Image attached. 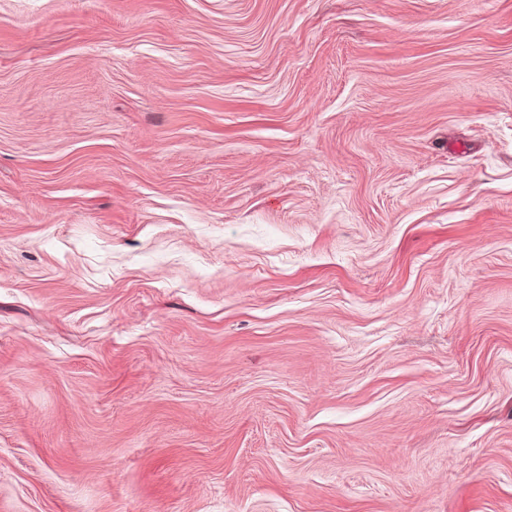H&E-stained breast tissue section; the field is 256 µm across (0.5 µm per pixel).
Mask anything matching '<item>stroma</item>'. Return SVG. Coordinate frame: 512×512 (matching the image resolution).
<instances>
[{"instance_id": "stroma-1", "label": "stroma", "mask_w": 512, "mask_h": 512, "mask_svg": "<svg viewBox=\"0 0 512 512\" xmlns=\"http://www.w3.org/2000/svg\"><path fill=\"white\" fill-rule=\"evenodd\" d=\"M0 512H512V0H0Z\"/></svg>"}]
</instances>
